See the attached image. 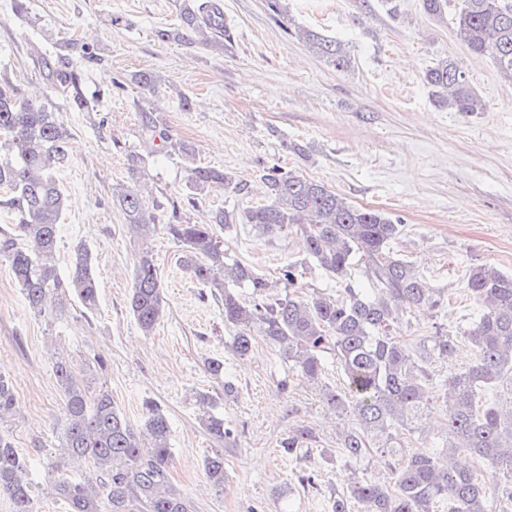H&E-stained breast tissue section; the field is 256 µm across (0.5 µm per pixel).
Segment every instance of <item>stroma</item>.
<instances>
[{
    "label": "stroma",
    "mask_w": 512,
    "mask_h": 512,
    "mask_svg": "<svg viewBox=\"0 0 512 512\" xmlns=\"http://www.w3.org/2000/svg\"><path fill=\"white\" fill-rule=\"evenodd\" d=\"M28 19L0 0V75L23 95L43 98L48 89L30 59V44L48 34L56 45L87 38L100 58L71 56L84 72L85 91L98 109L58 108L69 127L70 164L58 174L67 196L59 228L58 258L85 244L98 271L99 306L83 314L72 306L65 318L49 320L27 307L6 264L0 262V375L16 395L14 420L0 425L25 456L34 484L35 512H65L44 472L55 458L56 432L64 422L62 394L52 362L63 349L76 364L103 359L97 383L131 422L141 421L152 400L171 424V480L196 512H328L330 494L357 475L387 483L377 457L345 463L337 456L336 430L344 421L329 413L315 386L287 380L288 368L265 341L246 359L227 348L231 332L222 307L208 288L176 263L179 244L165 232L153 242L167 297V313L144 334L128 309L137 248L130 240L112 190L129 182V157L153 195L164 204L180 201L184 220L204 224L211 211H243L264 200L261 175L280 166L321 182L354 205L400 218L395 248L408 255L429 284L446 289L448 302L434 315L412 314L399 330L416 340L442 325L450 334L467 328L478 310L463 280L474 265L492 264L512 273V83L493 60L473 55L450 26L430 20L420 0H285L292 24L346 44L352 64L340 71L269 18L266 0H220L233 33L231 47L162 41L157 30L178 23L175 0H29ZM452 57L487 103L474 115L436 109L422 81L426 68ZM153 71L166 83L157 93L138 88L133 74ZM191 110H183L182 97ZM174 143L152 152L142 134L140 104ZM193 150L185 158L179 144ZM214 166L246 183L235 195L209 188L191 194V164ZM197 196L196 206L185 200ZM228 257L274 276L282 265L303 261V240L293 232L268 239L247 224L222 230ZM224 360L223 387L204 370V360ZM216 397V415L237 430L224 449V488H212L203 459L212 438L198 421L196 395ZM313 428L310 451H284L289 431ZM318 473L319 486L301 489L303 472Z\"/></svg>",
    "instance_id": "1"
}]
</instances>
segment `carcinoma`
<instances>
[{
  "label": "carcinoma",
  "instance_id": "cac0c4a2",
  "mask_svg": "<svg viewBox=\"0 0 512 512\" xmlns=\"http://www.w3.org/2000/svg\"><path fill=\"white\" fill-rule=\"evenodd\" d=\"M180 25L157 31L162 41L215 44L224 48L232 32L224 23L218 0H179ZM423 13L452 25L456 38L477 56L496 62L501 77L512 82V0H421ZM294 37L338 70L351 64L345 45L302 27H286ZM30 59L54 96L36 101L21 95L6 77L0 78V213L11 217L0 225V261L6 262L29 309L38 316L64 315L72 302L84 313L99 304L98 279L91 250L74 247L70 269L58 268V233L65 206L57 174L69 163L68 127L59 120L54 97L75 111L92 112L94 100L85 92L82 73L68 53L55 55L30 47ZM434 107L474 114L487 111L463 67L447 57L423 76ZM134 83L153 92L161 78L142 72ZM142 133L151 148L162 152L170 137L146 105H138ZM265 203L242 215L244 223L264 236L295 231L305 239L308 258L339 288L331 292H298L302 271L296 262L266 276L239 260H228L216 227L237 223V213L211 212L209 223H183L173 208L166 232L181 246L179 265L210 289L224 307V325L234 329L232 353L243 359L256 336L288 364L299 379L320 385L324 404L346 415L353 426L336 444L342 456L360 463L377 454L404 457L387 485L355 478L329 498L330 512H512V275L492 264L465 273V292L480 308L472 324L453 336L438 329L409 341L396 336L405 315L432 313L445 292L428 286L414 264L391 251L401 236L402 222L371 208L358 207L329 187L293 171L271 168L264 175ZM189 187L195 191L220 187L235 194L245 185L229 172L194 166ZM148 181L123 184L112 191V203L124 215L128 232L140 243L133 269L129 311L140 329L152 333L167 311V298L154 263L151 240L158 234L157 211L163 208ZM363 264L368 287L356 288L352 270ZM284 284L288 292L278 291ZM238 288L249 289L243 298ZM468 342L474 361L465 370L435 382L432 365L448 362L458 340ZM343 383L325 381L329 366ZM54 375L62 393L65 421L58 436L57 462L48 471L52 488L67 512H195L193 502L170 482V422L161 407L146 403V416L132 424L101 387L90 390L86 375L93 366L78 367L62 353L54 356ZM205 371L224 382V396L235 393L224 379V360L207 358ZM443 401L442 443L437 449L412 447L413 435ZM202 428L218 447L204 460L209 483L224 488V449L235 442L234 429L215 415L214 398L196 395ZM12 384L0 376V422L11 417ZM316 441L308 427L288 436L284 448L293 453ZM467 453L484 463L487 477L456 462ZM0 494L13 512H33V484L28 466L14 442L0 433Z\"/></svg>",
  "mask_w": 512,
  "mask_h": 512
}]
</instances>
